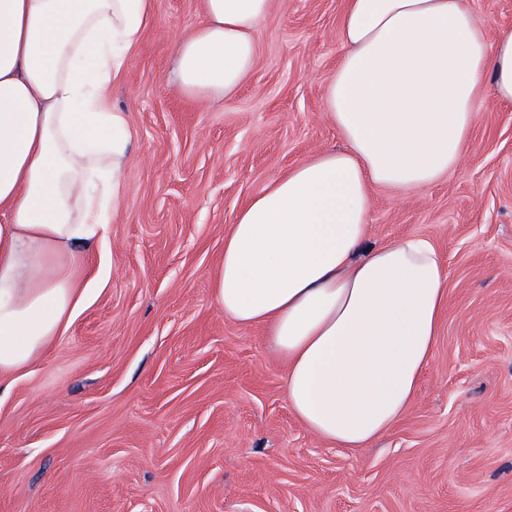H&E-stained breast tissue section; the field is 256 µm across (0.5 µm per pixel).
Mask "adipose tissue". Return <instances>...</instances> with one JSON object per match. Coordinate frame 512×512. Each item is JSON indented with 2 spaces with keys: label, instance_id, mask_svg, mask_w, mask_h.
Here are the masks:
<instances>
[{
  "label": "adipose tissue",
  "instance_id": "ef3b65f1",
  "mask_svg": "<svg viewBox=\"0 0 512 512\" xmlns=\"http://www.w3.org/2000/svg\"><path fill=\"white\" fill-rule=\"evenodd\" d=\"M273 5L200 0L174 46L178 89L232 96ZM155 20V0H0V379L41 356L85 298L83 262L119 212L133 142L112 88ZM338 35L324 107L344 146L238 210L212 298L263 329L300 423L357 452L412 406L448 300L432 241L368 243L372 192L454 170L485 91L512 105V31L488 40L462 0H345Z\"/></svg>",
  "mask_w": 512,
  "mask_h": 512
}]
</instances>
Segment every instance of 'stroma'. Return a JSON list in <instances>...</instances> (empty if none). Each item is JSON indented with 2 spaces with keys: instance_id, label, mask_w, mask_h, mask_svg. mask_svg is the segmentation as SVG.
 <instances>
[{
  "instance_id": "stroma-1",
  "label": "stroma",
  "mask_w": 512,
  "mask_h": 512,
  "mask_svg": "<svg viewBox=\"0 0 512 512\" xmlns=\"http://www.w3.org/2000/svg\"><path fill=\"white\" fill-rule=\"evenodd\" d=\"M112 106L136 133L119 218L87 257L69 329L0 382V512H512V105L485 93L460 165L378 189L369 241L430 239L440 336L406 417L350 454L310 431L261 330L211 275L237 210L342 139L324 110L343 0H275L257 61L221 103L170 79L199 0H155ZM488 39L512 0H465Z\"/></svg>"
}]
</instances>
